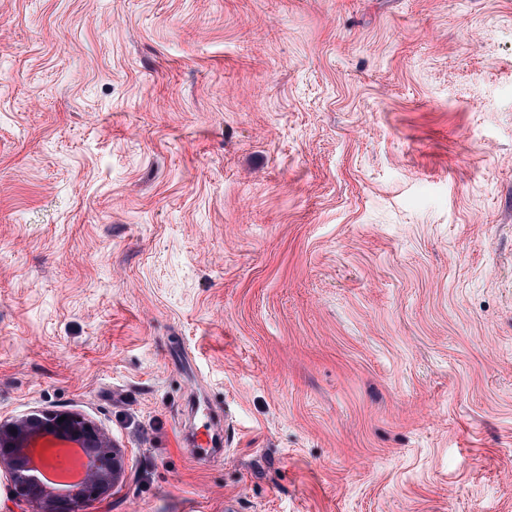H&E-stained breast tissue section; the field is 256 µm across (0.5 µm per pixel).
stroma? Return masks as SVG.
<instances>
[{"instance_id":"1","label":"stroma","mask_w":512,"mask_h":512,"mask_svg":"<svg viewBox=\"0 0 512 512\" xmlns=\"http://www.w3.org/2000/svg\"><path fill=\"white\" fill-rule=\"evenodd\" d=\"M34 410L120 450L86 512H512V0H0ZM204 430V432H200L195 428L186 433V444L190 447L191 452L201 459L213 454H221L222 448H215L218 444L215 436H220V434L213 432L211 436L208 429Z\"/></svg>"}]
</instances>
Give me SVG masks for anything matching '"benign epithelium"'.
<instances>
[{"mask_svg":"<svg viewBox=\"0 0 512 512\" xmlns=\"http://www.w3.org/2000/svg\"><path fill=\"white\" fill-rule=\"evenodd\" d=\"M54 441H72L94 451L86 475L63 494L42 486L30 464L37 448ZM0 467L9 474L16 500L35 506L36 512H84L89 501L112 490L122 470L119 449L100 427L80 415L50 410L0 420Z\"/></svg>","mask_w":512,"mask_h":512,"instance_id":"1","label":"benign epithelium"}]
</instances>
